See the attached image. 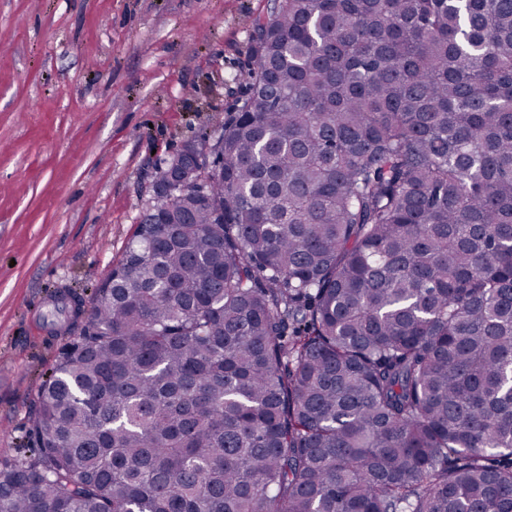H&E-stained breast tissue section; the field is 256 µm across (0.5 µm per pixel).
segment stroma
Wrapping results in <instances>:
<instances>
[{"label": "stroma", "mask_w": 512, "mask_h": 512, "mask_svg": "<svg viewBox=\"0 0 512 512\" xmlns=\"http://www.w3.org/2000/svg\"><path fill=\"white\" fill-rule=\"evenodd\" d=\"M270 0H0V466L30 455L36 394L156 174L215 142L248 92Z\"/></svg>", "instance_id": "obj_1"}]
</instances>
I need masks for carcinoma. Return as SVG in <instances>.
<instances>
[{"label": "carcinoma", "mask_w": 512, "mask_h": 512, "mask_svg": "<svg viewBox=\"0 0 512 512\" xmlns=\"http://www.w3.org/2000/svg\"><path fill=\"white\" fill-rule=\"evenodd\" d=\"M250 86L35 400L0 512H512V0H274Z\"/></svg>", "instance_id": "carcinoma-1"}]
</instances>
